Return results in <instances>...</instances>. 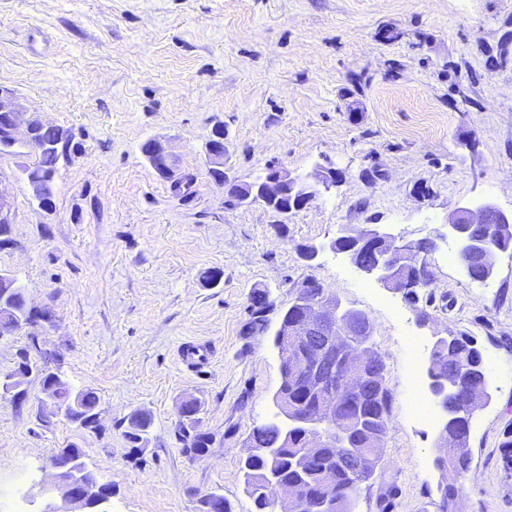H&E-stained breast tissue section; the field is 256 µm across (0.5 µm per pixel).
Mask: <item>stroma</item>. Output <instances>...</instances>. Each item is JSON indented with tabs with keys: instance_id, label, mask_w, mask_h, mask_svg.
Instances as JSON below:
<instances>
[{
	"instance_id": "obj_1",
	"label": "stroma",
	"mask_w": 512,
	"mask_h": 512,
	"mask_svg": "<svg viewBox=\"0 0 512 512\" xmlns=\"http://www.w3.org/2000/svg\"><path fill=\"white\" fill-rule=\"evenodd\" d=\"M0 89L73 134L48 210L21 171L34 153L0 157L11 239L0 270L50 314L0 339V375L36 341L100 399L85 429L50 414L38 377L24 397L0 398V512H40L49 460L72 444L111 482L106 512H202L210 493L256 512L241 464L252 429L275 418L273 333L309 281L368 314L392 395L357 512H441L438 487L454 480L457 512H512V255L477 283L445 236L460 206L512 212V0H0ZM217 125L237 182L272 165L305 176L327 159L344 178L288 214L229 201L205 150ZM153 137L175 158L171 177L140 153ZM185 175L195 181L182 197L172 181ZM345 224L435 240L418 304L330 250ZM306 244L320 247L314 260ZM257 290L270 308L250 333ZM460 332L492 395L472 416L462 480L435 465L441 424L410 407L413 379L430 383L435 337ZM189 344L207 348L205 365L182 361ZM190 399L212 438L196 458L178 435ZM138 412L151 425L136 450Z\"/></svg>"
}]
</instances>
